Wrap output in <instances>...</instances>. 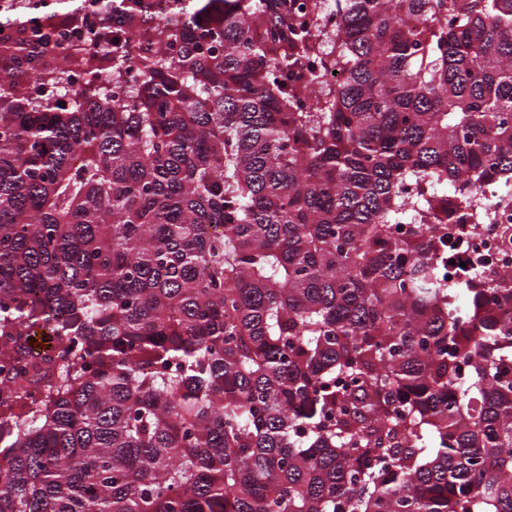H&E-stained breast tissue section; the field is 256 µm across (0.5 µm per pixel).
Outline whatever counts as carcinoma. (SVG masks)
<instances>
[{
    "instance_id": "carcinoma-1",
    "label": "carcinoma",
    "mask_w": 512,
    "mask_h": 512,
    "mask_svg": "<svg viewBox=\"0 0 512 512\" xmlns=\"http://www.w3.org/2000/svg\"><path fill=\"white\" fill-rule=\"evenodd\" d=\"M102 9L0 38V512H512V0ZM486 220L482 224V232L479 238L473 241H461L455 245V249L448 257L449 261H455L450 265L451 271L459 268L461 262H465L467 269L480 266L481 269L491 268L494 274H500L512 270V252L505 250L499 240L498 231L500 224L512 222V196L501 194L490 185L485 192ZM476 245V248H475ZM480 260V264L477 263Z\"/></svg>"
}]
</instances>
